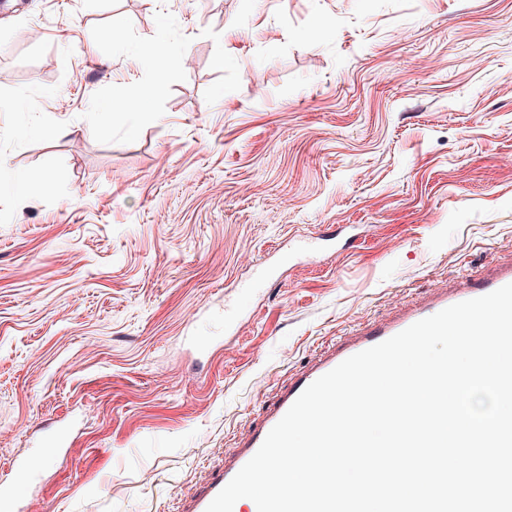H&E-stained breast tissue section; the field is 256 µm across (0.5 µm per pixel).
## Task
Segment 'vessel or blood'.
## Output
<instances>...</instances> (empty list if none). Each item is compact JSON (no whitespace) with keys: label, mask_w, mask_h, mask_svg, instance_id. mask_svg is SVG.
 Instances as JSON below:
<instances>
[{"label":"vessel or blood","mask_w":512,"mask_h":512,"mask_svg":"<svg viewBox=\"0 0 512 512\" xmlns=\"http://www.w3.org/2000/svg\"><path fill=\"white\" fill-rule=\"evenodd\" d=\"M512 283V262L482 280L466 282L460 287L439 293L425 305L399 313L392 320L370 324L357 335L339 338L331 349L321 354L306 370L297 374L268 408L259 427L240 439L230 455L224 458V467L214 474L208 485L187 506V512H206L222 488L254 456L271 429L281 420L299 395L316 379L329 372L348 357L375 346L419 320L432 316L456 303L483 296Z\"/></svg>","instance_id":"obj_1"}]
</instances>
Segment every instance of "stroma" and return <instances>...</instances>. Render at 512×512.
<instances>
[{"label": "stroma", "instance_id": "1", "mask_svg": "<svg viewBox=\"0 0 512 512\" xmlns=\"http://www.w3.org/2000/svg\"><path fill=\"white\" fill-rule=\"evenodd\" d=\"M0 156L55 184L0 191V477L182 512L339 337L512 260V0H0ZM171 56L170 47L162 41L147 39L140 50L139 58L143 65L149 67L158 78L167 73V64Z\"/></svg>", "mask_w": 512, "mask_h": 512}]
</instances>
